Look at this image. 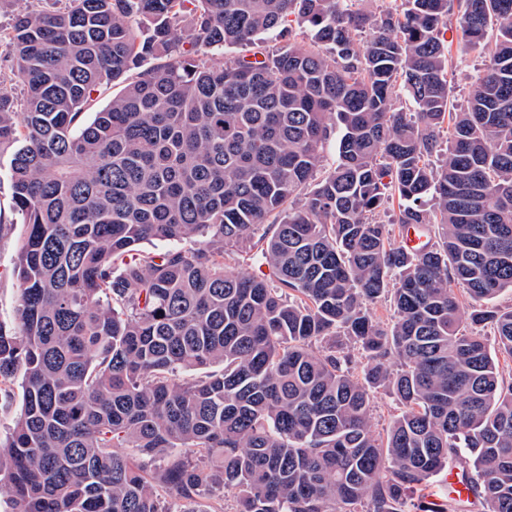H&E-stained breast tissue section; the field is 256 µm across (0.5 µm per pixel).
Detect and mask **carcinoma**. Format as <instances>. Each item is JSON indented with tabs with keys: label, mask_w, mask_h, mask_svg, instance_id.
I'll return each mask as SVG.
<instances>
[{
	"label": "carcinoma",
	"mask_w": 512,
	"mask_h": 512,
	"mask_svg": "<svg viewBox=\"0 0 512 512\" xmlns=\"http://www.w3.org/2000/svg\"><path fill=\"white\" fill-rule=\"evenodd\" d=\"M360 2L67 0L0 31L25 224L0 322L11 512H449L417 492L454 462L512 512V0ZM452 25L485 59L457 112ZM394 197L400 230L438 240L396 242ZM272 216L273 285L224 264ZM381 390L402 406L382 435ZM14 393L13 399L5 397L2 392L0 394V436L2 438L9 432L19 411L20 403L16 387H14Z\"/></svg>",
	"instance_id": "1"
}]
</instances>
